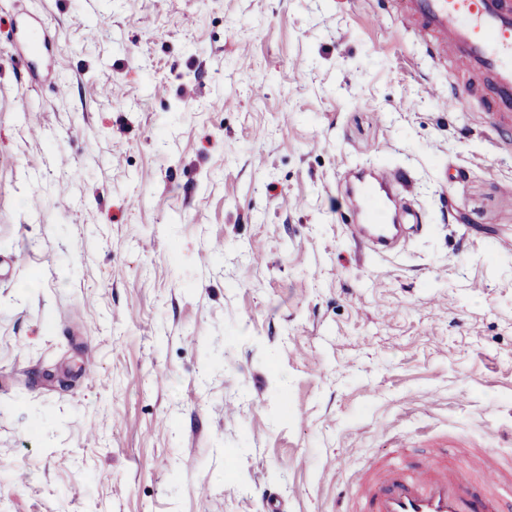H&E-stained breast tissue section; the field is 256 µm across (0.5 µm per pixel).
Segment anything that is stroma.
<instances>
[{"label":"stroma","mask_w":512,"mask_h":512,"mask_svg":"<svg viewBox=\"0 0 512 512\" xmlns=\"http://www.w3.org/2000/svg\"><path fill=\"white\" fill-rule=\"evenodd\" d=\"M447 86L375 0H0V512H336L512 456V147ZM375 165L423 222L385 257ZM403 180L401 173L371 167L360 170L355 181L346 185L344 197L355 222L348 225V231L364 250L384 256L394 250L399 240L394 224L408 214L397 190Z\"/></svg>","instance_id":"1"}]
</instances>
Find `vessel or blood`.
<instances>
[{
    "label": "vessel or blood",
    "instance_id": "vessel-or-blood-1",
    "mask_svg": "<svg viewBox=\"0 0 512 512\" xmlns=\"http://www.w3.org/2000/svg\"><path fill=\"white\" fill-rule=\"evenodd\" d=\"M431 60L464 75L438 92L443 110L479 108L493 125L512 130V0H385ZM401 173L360 170L344 197L354 216L348 231L364 250L389 255L395 225L407 212ZM466 477L438 453L408 464H374L355 478L343 512H503L502 483L512 476L499 449L480 448Z\"/></svg>",
    "mask_w": 512,
    "mask_h": 512
}]
</instances>
